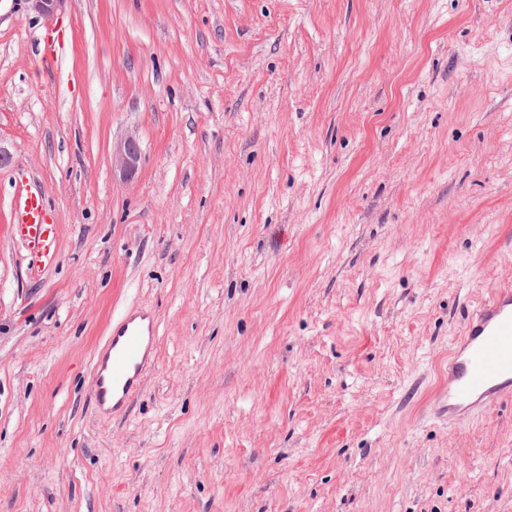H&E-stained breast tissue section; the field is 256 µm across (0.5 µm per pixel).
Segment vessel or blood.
Listing matches in <instances>:
<instances>
[{"mask_svg":"<svg viewBox=\"0 0 512 512\" xmlns=\"http://www.w3.org/2000/svg\"><path fill=\"white\" fill-rule=\"evenodd\" d=\"M42 59H62L67 34L45 31ZM41 192L20 194L11 226L13 238L29 253L49 255L54 226L46 219ZM157 323L152 313L137 310L112 326L102 345L89 387V398L103 416L126 414L144 377L154 368ZM512 400V290L499 289L468 315L461 346L448 362V421L457 424L483 408Z\"/></svg>","mask_w":512,"mask_h":512,"instance_id":"b4317fda","label":"vessel or blood"}]
</instances>
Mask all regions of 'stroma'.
Instances as JSON below:
<instances>
[{"instance_id":"obj_1","label":"stroma","mask_w":512,"mask_h":512,"mask_svg":"<svg viewBox=\"0 0 512 512\" xmlns=\"http://www.w3.org/2000/svg\"><path fill=\"white\" fill-rule=\"evenodd\" d=\"M0 148V512H512V401L445 411L512 288V0H0ZM140 308L156 367L101 417ZM44 51L42 59L47 64H54L62 59L67 43V34L64 30H46L43 34ZM140 160V149L132 137L125 139L112 151V169L118 171L124 180L132 179ZM46 212L40 191H25L19 195L11 233L29 253L37 256H48L53 243L54 224L47 221ZM138 318L147 324L137 323ZM156 334L157 323L148 310L128 313L112 324L89 387L90 401L101 416L118 417L129 410L144 377L155 367Z\"/></svg>"}]
</instances>
